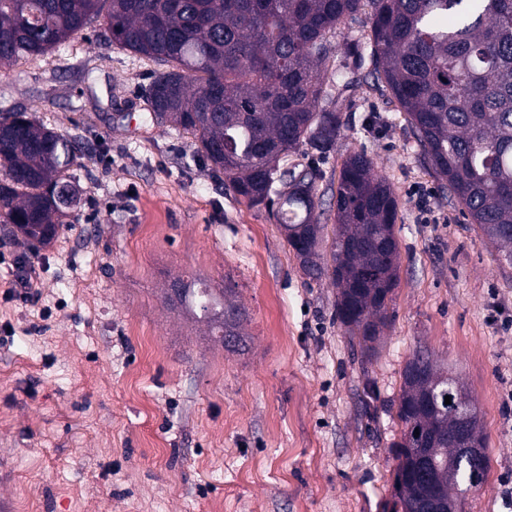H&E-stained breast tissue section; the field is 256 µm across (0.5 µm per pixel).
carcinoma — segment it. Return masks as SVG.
Listing matches in <instances>:
<instances>
[{"label": "carcinoma", "mask_w": 512, "mask_h": 512, "mask_svg": "<svg viewBox=\"0 0 512 512\" xmlns=\"http://www.w3.org/2000/svg\"><path fill=\"white\" fill-rule=\"evenodd\" d=\"M367 7V40L334 64L330 32ZM94 23L107 41L163 66L147 91L151 121L191 134L249 206L275 207L301 269L338 288L337 318L365 354L377 352L399 283L398 198L365 154L348 155L328 239L317 170L288 164L302 145H336L342 117L329 89L365 60L449 197L512 264V0H0V68L58 51ZM80 152L28 113L1 110L0 223L49 243L82 201L59 196L79 186L70 170ZM230 291L219 300L201 281L185 303L211 335L243 343L244 313ZM402 378L392 512H428L485 483L489 464L480 469L453 448L456 401L468 393L433 352L416 350Z\"/></svg>", "instance_id": "obj_1"}]
</instances>
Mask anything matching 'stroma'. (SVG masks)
Returning a JSON list of instances; mask_svg holds the SVG:
<instances>
[{"label": "stroma", "instance_id": "obj_1", "mask_svg": "<svg viewBox=\"0 0 512 512\" xmlns=\"http://www.w3.org/2000/svg\"><path fill=\"white\" fill-rule=\"evenodd\" d=\"M157 70L90 27L0 75V108L83 145V204L52 243L0 224V252L35 258L40 292L0 297V512H391L401 373L420 347L479 410L489 474L466 512H512V265L441 187L386 85L340 90L334 149L290 156L318 168L325 218L353 151L399 199V284L366 359L336 287L304 274L267 208L237 197L191 135L149 120ZM183 273L234 285L247 353L168 309Z\"/></svg>", "mask_w": 512, "mask_h": 512}]
</instances>
